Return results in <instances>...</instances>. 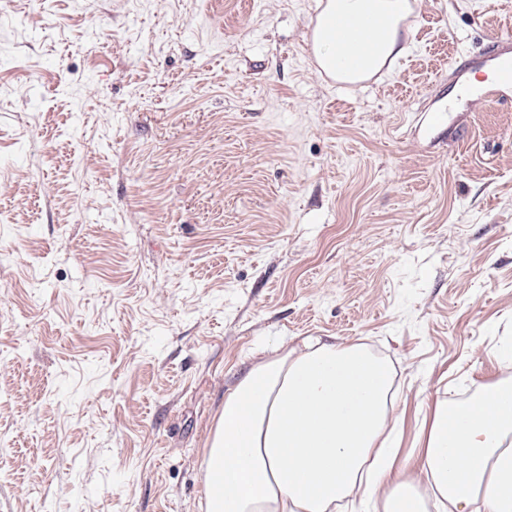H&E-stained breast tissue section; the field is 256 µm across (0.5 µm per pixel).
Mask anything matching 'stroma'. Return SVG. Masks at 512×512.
Segmentation results:
<instances>
[{
    "mask_svg": "<svg viewBox=\"0 0 512 512\" xmlns=\"http://www.w3.org/2000/svg\"><path fill=\"white\" fill-rule=\"evenodd\" d=\"M318 0H0V512H205L241 375L318 337L437 401L512 378V0H409L410 49L309 64ZM485 54H490L489 61H495L494 85L497 87L512 86V55L507 56L506 51L500 49L499 46L486 51Z\"/></svg>",
    "mask_w": 512,
    "mask_h": 512,
    "instance_id": "35a3bbf8",
    "label": "stroma"
}]
</instances>
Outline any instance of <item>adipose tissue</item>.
<instances>
[{"label": "adipose tissue", "instance_id": "adipose-tissue-1", "mask_svg": "<svg viewBox=\"0 0 512 512\" xmlns=\"http://www.w3.org/2000/svg\"><path fill=\"white\" fill-rule=\"evenodd\" d=\"M407 0H324L312 43L323 70L354 84L404 52ZM392 375L363 346L311 339L252 367L224 396L203 455L206 512H332L350 496L422 512L387 429ZM419 471L439 512H512V380L438 402Z\"/></svg>", "mask_w": 512, "mask_h": 512}]
</instances>
